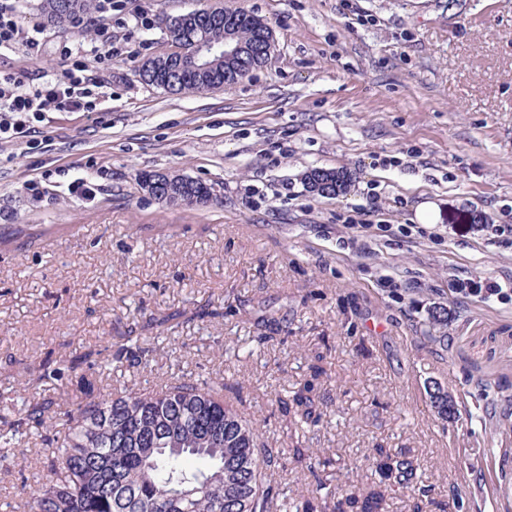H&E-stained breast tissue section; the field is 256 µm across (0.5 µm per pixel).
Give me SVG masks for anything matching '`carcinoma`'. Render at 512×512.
Returning <instances> with one entry per match:
<instances>
[{"instance_id":"1","label":"carcinoma","mask_w":512,"mask_h":512,"mask_svg":"<svg viewBox=\"0 0 512 512\" xmlns=\"http://www.w3.org/2000/svg\"><path fill=\"white\" fill-rule=\"evenodd\" d=\"M91 8L92 0H41L46 23L60 28ZM228 27L253 52L244 64L221 61L207 72H196L186 66L177 70L158 56L142 64L140 80L172 93L202 92L264 66L259 50L267 27L242 11L172 16L166 30L171 43L185 52L192 33L201 32L222 45ZM352 179L347 170L313 169L304 186L318 195L337 194ZM182 190L190 196L219 193L215 185L196 180ZM151 353L149 344L131 330L78 356L56 357L51 350L40 361L37 376L19 383V395L0 403V470L11 471L24 454L22 437L35 432L41 445L33 482L22 480L20 512H275L277 506L284 512H385L382 490L360 497L350 481L351 468L302 447L307 428L319 420L320 378L326 374L320 366L312 367L291 399H279L291 424L294 462L308 479L309 498L302 503L290 502L281 493L274 478L285 468L281 450L261 439L258 422L224 402L222 377L183 375L161 389L132 384L85 404L26 396L39 382L69 374L85 378L89 371L99 375L114 362L146 367ZM430 398L439 417L455 415L448 391L437 386ZM373 455L379 484L412 489L410 512H436L438 502L430 489L417 485L418 465L409 452L377 444ZM193 458L207 461L208 471H187L186 463ZM333 466L335 485L324 476Z\"/></svg>"}]
</instances>
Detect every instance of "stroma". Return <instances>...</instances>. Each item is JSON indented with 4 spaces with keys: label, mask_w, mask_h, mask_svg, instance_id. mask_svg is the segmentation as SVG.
I'll list each match as a JSON object with an SVG mask.
<instances>
[{
    "label": "stroma",
    "mask_w": 512,
    "mask_h": 512,
    "mask_svg": "<svg viewBox=\"0 0 512 512\" xmlns=\"http://www.w3.org/2000/svg\"><path fill=\"white\" fill-rule=\"evenodd\" d=\"M224 9L270 27L266 66L201 93L140 80L171 50L165 17ZM112 32L111 95L0 140V395L47 348L133 329L153 361L111 367L112 391L223 375L225 400L288 458L275 398L321 355L307 445L350 465L357 490L378 483L381 443L409 450L437 501L453 486L459 512H512V303L451 287L512 277V248L479 230L512 224V0H119ZM313 168L354 179L317 196L302 181ZM154 171L216 185L221 200L158 203L139 187ZM424 202L436 222L419 233ZM363 219L378 226L371 251L342 248ZM216 305L223 317H195ZM435 307L444 344L425 337ZM165 314L166 329L148 328ZM265 317L280 330L261 342ZM435 384L450 419L431 406Z\"/></svg>",
    "instance_id": "stroma-1"
}]
</instances>
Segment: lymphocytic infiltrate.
<instances>
[{"label": "lymphocytic infiltrate", "instance_id": "obj_1", "mask_svg": "<svg viewBox=\"0 0 512 512\" xmlns=\"http://www.w3.org/2000/svg\"><path fill=\"white\" fill-rule=\"evenodd\" d=\"M25 0H0V139L26 133L28 116L50 109L71 112L92 110L102 83L90 78L92 69L104 70L112 62L113 0H94L91 16L76 19L74 37L58 47L64 67L40 82L23 80L6 56L35 64L45 47L43 27L28 24Z\"/></svg>", "mask_w": 512, "mask_h": 512}]
</instances>
